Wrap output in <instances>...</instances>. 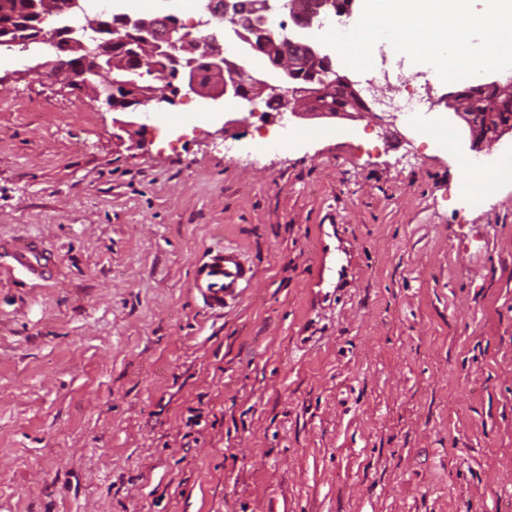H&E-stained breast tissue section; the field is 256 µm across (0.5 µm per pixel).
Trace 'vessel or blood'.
<instances>
[{
  "label": "vessel or blood",
  "mask_w": 512,
  "mask_h": 512,
  "mask_svg": "<svg viewBox=\"0 0 512 512\" xmlns=\"http://www.w3.org/2000/svg\"><path fill=\"white\" fill-rule=\"evenodd\" d=\"M0 251L11 257L14 267L33 280L48 279L55 267L54 255L40 242L11 239L0 243ZM352 272L350 264L333 256L327 244H320L317 257L316 287H339ZM254 276L244 253L227 245L209 251L193 268L192 286L213 310H224L238 302Z\"/></svg>",
  "instance_id": "b4317fda"
}]
</instances>
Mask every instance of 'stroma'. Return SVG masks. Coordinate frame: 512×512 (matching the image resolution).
<instances>
[{"label": "stroma", "instance_id": "1", "mask_svg": "<svg viewBox=\"0 0 512 512\" xmlns=\"http://www.w3.org/2000/svg\"><path fill=\"white\" fill-rule=\"evenodd\" d=\"M43 59L0 50V239L58 259L35 287L0 257V512H512V182L474 203L458 165L512 140L469 151L443 109L449 152L379 111L120 112ZM323 242L353 275L322 294ZM226 244L256 275L218 313L191 272Z\"/></svg>", "mask_w": 512, "mask_h": 512}]
</instances>
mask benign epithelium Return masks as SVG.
<instances>
[{
    "instance_id": "7a95c632",
    "label": "benign epithelium",
    "mask_w": 512,
    "mask_h": 512,
    "mask_svg": "<svg viewBox=\"0 0 512 512\" xmlns=\"http://www.w3.org/2000/svg\"><path fill=\"white\" fill-rule=\"evenodd\" d=\"M304 0H252L240 6L229 2L219 11L205 4L210 14L205 24L228 21L230 31L253 51L275 60L274 68L282 72L275 83L264 74L245 70L224 56V33L214 29L203 38L181 32L172 15L151 18L131 17L125 13L101 14L87 25L52 26L49 17L68 19L84 12L81 0H33L28 9L17 13L14 0H0V32L12 34L18 28L30 33L25 42L35 41L51 50L53 59L30 69L42 82L61 83L74 90L93 84L97 73L112 68V47L132 45L138 60V77L120 85L97 84L98 96L104 97L112 109L134 112L151 101L169 102L182 95H198L209 106L222 103H245L267 96L279 109L288 108L297 116L308 112L339 115L368 112L370 106L356 88V82L333 67L329 55L288 31L287 26L275 31L271 19L287 14L295 27L308 28L313 16L305 14ZM79 63L71 62L73 57ZM170 83L169 93L159 94L144 77ZM336 94L331 106L329 94ZM459 94L450 88L438 100L448 111L462 119L469 130V148L480 149L487 138L499 140L512 134V121L502 123L494 117L495 102L489 101L480 118L463 113L458 107Z\"/></svg>"
}]
</instances>
